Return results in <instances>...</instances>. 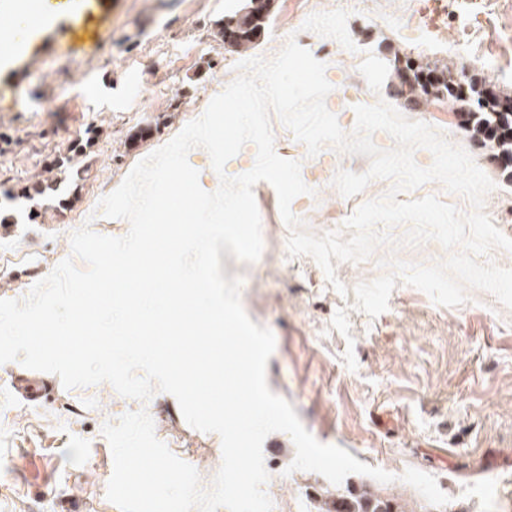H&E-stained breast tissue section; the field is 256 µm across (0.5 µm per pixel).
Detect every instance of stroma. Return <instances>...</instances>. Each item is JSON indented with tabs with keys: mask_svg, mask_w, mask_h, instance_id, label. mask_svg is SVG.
<instances>
[{
	"mask_svg": "<svg viewBox=\"0 0 512 512\" xmlns=\"http://www.w3.org/2000/svg\"><path fill=\"white\" fill-rule=\"evenodd\" d=\"M246 0H89L86 12L45 28L9 67L0 69V211L9 196L57 176L69 157L72 176L64 197L29 204V220L0 229V299L24 298L31 287L71 257L72 233L89 224L100 200L134 166L162 147L206 109L231 82L230 60L272 58L275 29L300 12L302 0H270L253 46L225 43L224 23ZM390 18L350 3L335 26L316 24L311 54L336 51L326 74L325 104L345 133L356 125L360 98L386 101L406 118L440 130L469 152L495 187L484 210L512 238V176L497 166V150L480 144L463 126L447 97L415 104L396 70L437 64L483 82H498L512 96V0H452L438 28L422 29L391 0ZM100 31L97 47L75 35ZM96 94H89V87ZM276 154L300 162L308 193L291 211L308 231L342 230L363 203L381 198L392 183L378 179L358 195L342 196L338 171L366 172L363 155L325 146L308 157L298 140L277 141ZM321 195H311L313 187ZM263 252L253 263L222 252L225 278L239 277L250 319L272 330L276 346L267 362L270 390L287 399L321 443L346 449L358 461L394 477L381 483L349 475L345 487L369 485L395 497L407 512H427L428 502L402 479L410 468L436 478L449 498L447 512H507L512 507V309L489 292L472 289L458 307L438 305L424 292L397 284L376 318L355 308V287L383 273L380 258L429 264L448 252L436 241L390 250L379 247L362 262L339 261L333 288L308 256H290L274 187H254ZM23 366L0 364V512H118L106 497L113 473L105 423L147 409L155 434L212 482L222 462L221 439L186 422L174 396L149 401L120 396L101 383L60 389L32 402L12 387ZM274 512H318L333 485L309 471L289 472L295 446L276 432L263 444Z\"/></svg>",
	"mask_w": 512,
	"mask_h": 512,
	"instance_id": "35a3bbf8",
	"label": "stroma"
}]
</instances>
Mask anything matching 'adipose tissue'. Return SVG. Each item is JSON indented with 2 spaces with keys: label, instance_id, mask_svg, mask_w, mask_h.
Segmentation results:
<instances>
[{
  "label": "adipose tissue",
  "instance_id": "ef3b65f1",
  "mask_svg": "<svg viewBox=\"0 0 512 512\" xmlns=\"http://www.w3.org/2000/svg\"><path fill=\"white\" fill-rule=\"evenodd\" d=\"M57 10L42 8L37 0H0V67L22 50L26 37L63 17L81 14L87 0H62Z\"/></svg>",
  "mask_w": 512,
  "mask_h": 512
}]
</instances>
